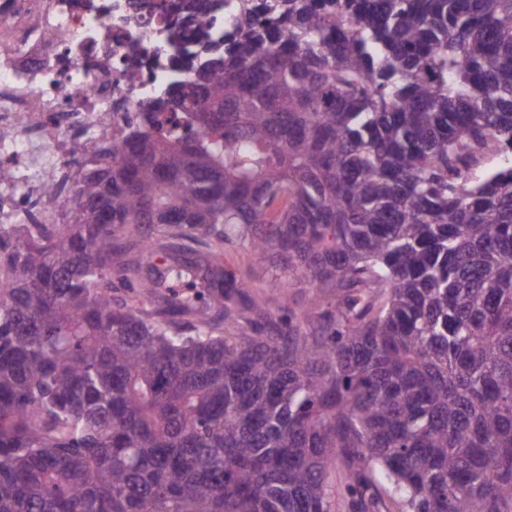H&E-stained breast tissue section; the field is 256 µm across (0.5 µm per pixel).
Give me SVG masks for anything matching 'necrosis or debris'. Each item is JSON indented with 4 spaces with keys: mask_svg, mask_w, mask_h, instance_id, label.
<instances>
[{
    "mask_svg": "<svg viewBox=\"0 0 512 512\" xmlns=\"http://www.w3.org/2000/svg\"><path fill=\"white\" fill-rule=\"evenodd\" d=\"M132 0H0V167L18 190L0 224L44 211L46 183L75 178L74 143L111 138L167 91L182 44Z\"/></svg>",
    "mask_w": 512,
    "mask_h": 512,
    "instance_id": "1",
    "label": "necrosis or debris"
}]
</instances>
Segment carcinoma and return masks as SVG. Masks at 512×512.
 <instances>
[{"label":"carcinoma","mask_w":512,"mask_h":512,"mask_svg":"<svg viewBox=\"0 0 512 512\" xmlns=\"http://www.w3.org/2000/svg\"><path fill=\"white\" fill-rule=\"evenodd\" d=\"M151 8L192 78L0 237V512H512V0ZM224 253L226 260L232 262L240 275L249 281L252 287L249 292L268 301L276 317L288 316V308L298 312L308 305L309 288H285L288 276L258 268L247 247L235 242L225 243ZM136 270L138 279L155 278L164 272L165 262H155L154 258L139 253L136 248L132 249L125 258ZM345 477V465L341 461H336L328 475V482L331 486V511L332 512H353L349 506L348 498L342 494V485Z\"/></svg>","instance_id":"cac0c4a2"}]
</instances>
